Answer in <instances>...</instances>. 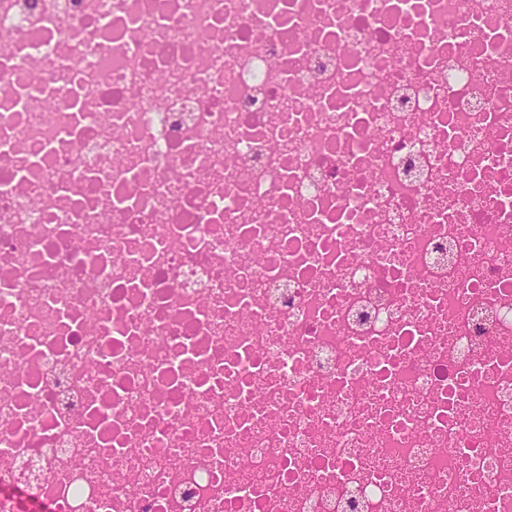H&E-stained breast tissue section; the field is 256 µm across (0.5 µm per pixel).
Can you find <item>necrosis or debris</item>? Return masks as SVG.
<instances>
[{"instance_id":"obj_1","label":"necrosis or debris","mask_w":512,"mask_h":512,"mask_svg":"<svg viewBox=\"0 0 512 512\" xmlns=\"http://www.w3.org/2000/svg\"><path fill=\"white\" fill-rule=\"evenodd\" d=\"M0 512H512V0H0Z\"/></svg>"}]
</instances>
